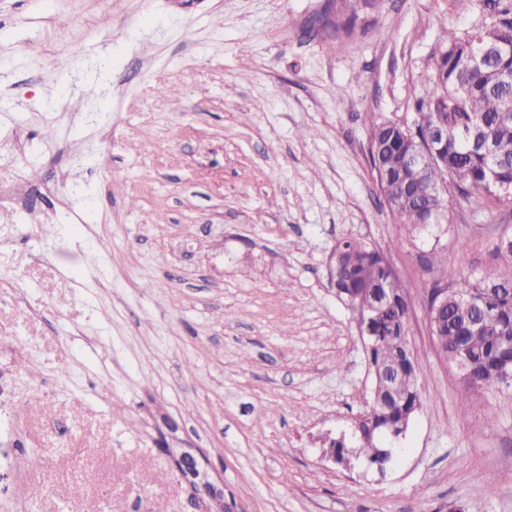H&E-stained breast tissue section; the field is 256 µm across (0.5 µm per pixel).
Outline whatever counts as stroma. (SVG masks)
Listing matches in <instances>:
<instances>
[{
    "instance_id": "stroma-1",
    "label": "stroma",
    "mask_w": 512,
    "mask_h": 512,
    "mask_svg": "<svg viewBox=\"0 0 512 512\" xmlns=\"http://www.w3.org/2000/svg\"><path fill=\"white\" fill-rule=\"evenodd\" d=\"M325 3L0 0V512H207L185 453L230 512H512V386L463 406L421 299L512 223L456 197L452 236L410 237L368 154L479 2L379 0L339 39L307 32ZM345 239L410 299L420 406L382 473L324 454L373 387Z\"/></svg>"
}]
</instances>
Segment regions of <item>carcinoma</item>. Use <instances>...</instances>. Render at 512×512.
<instances>
[{"label":"carcinoma","instance_id":"cac0c4a2","mask_svg":"<svg viewBox=\"0 0 512 512\" xmlns=\"http://www.w3.org/2000/svg\"><path fill=\"white\" fill-rule=\"evenodd\" d=\"M482 20L469 33L458 36L442 28V46L433 55L432 91L414 103L419 137L435 127L448 130L443 162L415 179L408 174V151L416 142L405 139L403 131L385 121L370 124L369 156L380 178L382 204L394 223L413 234L429 228L425 214L436 209L442 223L452 224L449 198L431 193L432 182L448 185V195L457 192L465 199L476 198L498 204L512 203V0H480ZM376 0H346V10L326 8L321 28L336 35L351 36L363 22L361 12ZM481 45L499 47L485 69L471 65L470 53ZM493 171L494 177L488 176ZM498 265L479 277L463 276L448 285V313L433 329L439 351L448 360L463 349L472 361V372L462 379L463 404H473L476 392L492 384L491 369L512 361V236L496 246ZM333 282L337 294L353 310L368 302L379 289H390L394 304L384 314L383 332L372 349L374 366L383 368L399 352L392 328L409 321L403 303L407 289L393 273L383 253L357 240H344L332 254ZM416 369L408 362L397 374V402L384 406L371 401L366 418L359 425V455L379 471L386 470L392 451L380 439L392 438L391 429L410 422L420 403L415 389Z\"/></svg>","mask_w":512,"mask_h":512}]
</instances>
